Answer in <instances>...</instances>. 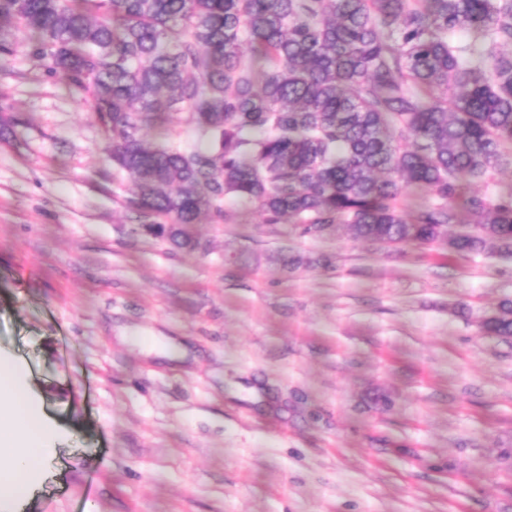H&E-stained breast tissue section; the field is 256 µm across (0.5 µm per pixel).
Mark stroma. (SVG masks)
<instances>
[{
  "label": "stroma",
  "mask_w": 512,
  "mask_h": 512,
  "mask_svg": "<svg viewBox=\"0 0 512 512\" xmlns=\"http://www.w3.org/2000/svg\"><path fill=\"white\" fill-rule=\"evenodd\" d=\"M0 356L60 433L28 512H512V256L139 230L87 105L0 58ZM301 263L288 268L284 257ZM481 327L491 336H512V301L502 303L497 312L486 316Z\"/></svg>",
  "instance_id": "1"
}]
</instances>
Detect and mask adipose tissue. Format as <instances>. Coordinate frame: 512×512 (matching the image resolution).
Wrapping results in <instances>:
<instances>
[{"label": "adipose tissue", "instance_id": "adipose-tissue-1", "mask_svg": "<svg viewBox=\"0 0 512 512\" xmlns=\"http://www.w3.org/2000/svg\"><path fill=\"white\" fill-rule=\"evenodd\" d=\"M57 431L31 401L22 367L0 358V512H19L48 475Z\"/></svg>", "mask_w": 512, "mask_h": 512}]
</instances>
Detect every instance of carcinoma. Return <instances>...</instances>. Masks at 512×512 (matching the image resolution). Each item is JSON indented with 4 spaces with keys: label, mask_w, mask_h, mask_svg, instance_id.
I'll use <instances>...</instances> for the list:
<instances>
[{
    "label": "carcinoma",
    "mask_w": 512,
    "mask_h": 512,
    "mask_svg": "<svg viewBox=\"0 0 512 512\" xmlns=\"http://www.w3.org/2000/svg\"><path fill=\"white\" fill-rule=\"evenodd\" d=\"M0 56L89 107L140 228L256 206L301 234L512 253V0H0ZM156 124L160 140H143ZM430 202L411 208L405 191ZM512 336V301L481 322Z\"/></svg>",
    "instance_id": "1"
}]
</instances>
